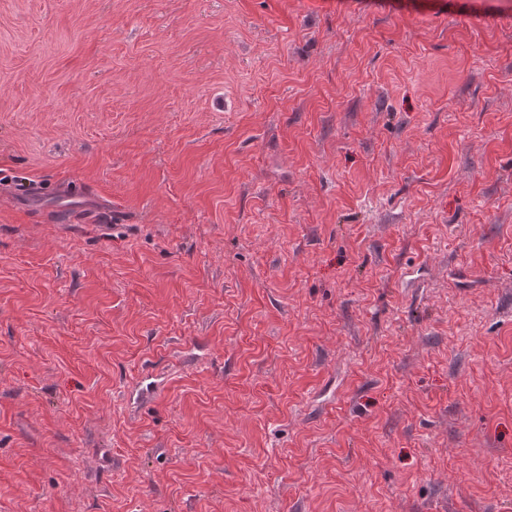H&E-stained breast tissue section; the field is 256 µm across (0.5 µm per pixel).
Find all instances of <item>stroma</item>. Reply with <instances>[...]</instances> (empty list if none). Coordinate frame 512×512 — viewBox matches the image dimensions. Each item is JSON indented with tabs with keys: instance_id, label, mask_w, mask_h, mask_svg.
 I'll list each match as a JSON object with an SVG mask.
<instances>
[{
	"instance_id": "35a3bbf8",
	"label": "stroma",
	"mask_w": 512,
	"mask_h": 512,
	"mask_svg": "<svg viewBox=\"0 0 512 512\" xmlns=\"http://www.w3.org/2000/svg\"><path fill=\"white\" fill-rule=\"evenodd\" d=\"M0 512H512V0H0Z\"/></svg>"
}]
</instances>
